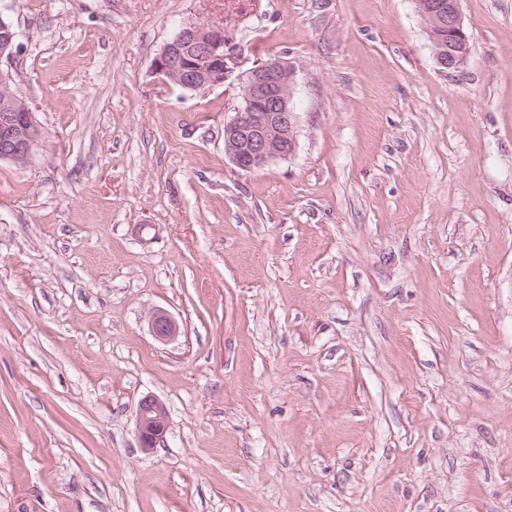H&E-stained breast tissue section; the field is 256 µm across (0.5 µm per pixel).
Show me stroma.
Listing matches in <instances>:
<instances>
[{"label":"stroma","mask_w":512,"mask_h":512,"mask_svg":"<svg viewBox=\"0 0 512 512\" xmlns=\"http://www.w3.org/2000/svg\"><path fill=\"white\" fill-rule=\"evenodd\" d=\"M460 10L444 73L412 0H0V512H512V0ZM189 20L294 66L293 156L154 73ZM42 139L34 113L18 95L11 75L0 69V160L25 165ZM150 330L152 335L161 342H169L179 334V326L164 311L157 310L150 317ZM169 430L164 403L155 395L143 396L137 405L136 434L140 448L149 452L163 444Z\"/></svg>","instance_id":"1"}]
</instances>
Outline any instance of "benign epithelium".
I'll return each instance as SVG.
<instances>
[{
	"instance_id": "1",
	"label": "benign epithelium",
	"mask_w": 512,
	"mask_h": 512,
	"mask_svg": "<svg viewBox=\"0 0 512 512\" xmlns=\"http://www.w3.org/2000/svg\"><path fill=\"white\" fill-rule=\"evenodd\" d=\"M425 25L436 64L444 71L460 67L469 51L459 0H413ZM0 58L11 59L19 49L18 33L0 30ZM224 28L203 21L185 23L154 60L153 70L163 80L186 90L224 83L234 68L228 66ZM242 106L224 124V150L243 171L263 168L291 157L297 148V117L292 106L295 69L290 62L270 59L237 73ZM34 113L20 97L9 73L0 70V160L27 164L42 144ZM152 335L169 342L179 326L165 312L150 317ZM169 430L164 403L154 395L137 405L136 434L139 447L149 452L163 444Z\"/></svg>"
}]
</instances>
